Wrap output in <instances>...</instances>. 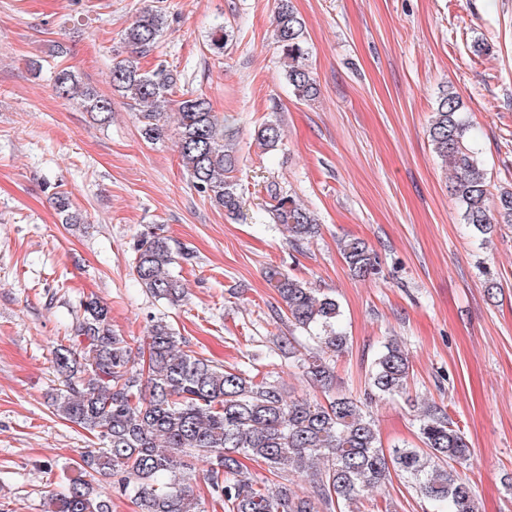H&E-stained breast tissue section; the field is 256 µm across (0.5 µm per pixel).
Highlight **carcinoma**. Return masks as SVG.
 <instances>
[{"instance_id": "carcinoma-1", "label": "carcinoma", "mask_w": 512, "mask_h": 512, "mask_svg": "<svg viewBox=\"0 0 512 512\" xmlns=\"http://www.w3.org/2000/svg\"><path fill=\"white\" fill-rule=\"evenodd\" d=\"M166 17L157 10L139 13L124 33L129 55L112 63V92L133 101L143 139L152 143L168 131L163 104L176 93L178 75L160 62L146 69L141 59L160 43ZM275 37L287 62L286 79L294 96L316 98L318 87L310 64L304 22L292 0H278ZM229 34L224 25L209 33L211 50L224 53ZM59 97L79 98L81 106L101 123L111 119L112 98L81 84L76 73L60 68L54 74ZM176 147L194 186L210 203L229 214L241 205L234 172L238 158L225 139L231 131L210 100L190 95L174 101ZM263 148L281 139L275 121L254 133ZM428 137L442 166L451 172L453 191L464 223L482 235L498 224H512V192L493 195L488 189L469 125L456 94L438 97ZM272 214L296 244L318 232L317 218L294 198L271 190ZM339 252L350 273L365 280L377 274V257L360 238H342ZM133 272L152 296L176 306L183 285L172 274L175 254L169 238L155 227L142 231L133 246ZM267 281L281 299L288 323L312 335L317 351L302 353L294 338L278 336L276 350L288 356L314 384L329 388L336 358L347 348L341 330L340 304L276 266ZM149 369L143 371L125 339L112 331L108 308L95 298L83 302V313L69 335L56 342L52 371L58 382L48 394L53 414L86 430L99 447L81 453L78 472H64L48 512H112V502L98 494L86 477L118 478L122 492L138 501L141 512H206L194 494L190 460L201 462L209 494L224 512H360V496L381 488L400 473L436 512H478L472 486L457 477L454 465L468 460L469 446L445 410L430 405L419 419L421 445L382 448L374 421L364 403L345 395L326 400H289L278 383L253 380L246 371L206 359L157 319L147 328ZM410 377L407 356L389 340L374 360L368 377L375 396L406 393ZM267 467L281 479L275 487L250 476L239 456ZM295 474L309 478L301 493L288 489Z\"/></svg>"}]
</instances>
